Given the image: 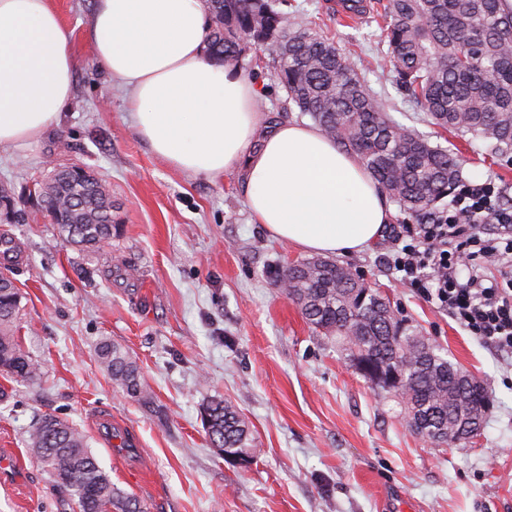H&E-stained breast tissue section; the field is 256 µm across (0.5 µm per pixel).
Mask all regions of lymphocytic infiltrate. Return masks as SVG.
<instances>
[{
	"label": "lymphocytic infiltrate",
	"instance_id": "f902f5d3",
	"mask_svg": "<svg viewBox=\"0 0 512 512\" xmlns=\"http://www.w3.org/2000/svg\"><path fill=\"white\" fill-rule=\"evenodd\" d=\"M390 263L460 327L512 355V206L485 184H460L451 213L404 225ZM498 276L490 277L486 268Z\"/></svg>",
	"mask_w": 512,
	"mask_h": 512
}]
</instances>
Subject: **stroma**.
Segmentation results:
<instances>
[{
    "label": "stroma",
    "instance_id": "stroma-1",
    "mask_svg": "<svg viewBox=\"0 0 512 512\" xmlns=\"http://www.w3.org/2000/svg\"><path fill=\"white\" fill-rule=\"evenodd\" d=\"M53 2L78 61L73 96L37 140L0 149V181L14 186L23 209L19 223H0V235L20 247L11 270L21 294L16 334L41 365L33 382L0 375V512H72L27 446L46 415L80 430L113 484L149 512H512V357L401 282L388 260L402 215L337 261L486 389L483 429L458 445L414 434L401 407L286 297L277 272L308 254L257 224L240 172L175 169L138 136L124 90L92 60L85 32L94 0ZM287 2L288 13L353 54L392 117L458 151L462 180L491 183L512 200V165L482 141L436 132L383 67L375 9L346 20L336 0ZM269 58L252 48L236 69L258 86V111L302 122ZM62 163L107 181L119 226L108 249L64 245L30 197ZM104 341L136 359L144 399L113 387L98 358ZM215 398L245 421L249 463H229L212 448L201 410Z\"/></svg>",
    "mask_w": 512,
    "mask_h": 512
}]
</instances>
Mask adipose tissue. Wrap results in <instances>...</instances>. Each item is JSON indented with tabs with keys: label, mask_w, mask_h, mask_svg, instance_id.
Here are the masks:
<instances>
[{
	"label": "adipose tissue",
	"mask_w": 512,
	"mask_h": 512,
	"mask_svg": "<svg viewBox=\"0 0 512 512\" xmlns=\"http://www.w3.org/2000/svg\"><path fill=\"white\" fill-rule=\"evenodd\" d=\"M206 15V0H95L86 38L140 136L183 171L243 170L250 212L279 239L322 254L374 243L393 211L360 158L314 125L267 127L254 83L204 60ZM75 67L53 0H0V147L25 146L58 119Z\"/></svg>",
	"instance_id": "obj_1"
}]
</instances>
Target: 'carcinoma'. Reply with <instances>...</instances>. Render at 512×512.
I'll return each mask as SVG.
<instances>
[{"label": "carcinoma", "mask_w": 512, "mask_h": 512, "mask_svg": "<svg viewBox=\"0 0 512 512\" xmlns=\"http://www.w3.org/2000/svg\"><path fill=\"white\" fill-rule=\"evenodd\" d=\"M500 0H386L381 29L385 61L401 91L435 128L467 135L490 153H512V13ZM205 53L224 65L238 62L255 43L271 45V66L287 100L342 149L357 154L400 211L421 219L453 194L459 168L455 152L397 122L371 93L351 55L274 0H207ZM46 211L61 213L65 245L99 250L112 244V200L106 183L78 181L63 167L38 183ZM288 299L317 331L336 338L363 377L402 405L416 434L437 445L454 444L466 418L487 399L458 379L460 367L420 336L382 293L347 267L306 259L283 269ZM21 295L0 275V374L35 380L41 365L21 348L15 322ZM98 357L115 387L144 397L136 361L120 346L101 344ZM203 425L219 453L247 463L249 433L239 413L221 399L203 407ZM29 448L53 487L76 512H146L145 505L112 484L84 435L55 416L37 421Z\"/></svg>", "instance_id": "cac0c4a2"}]
</instances>
